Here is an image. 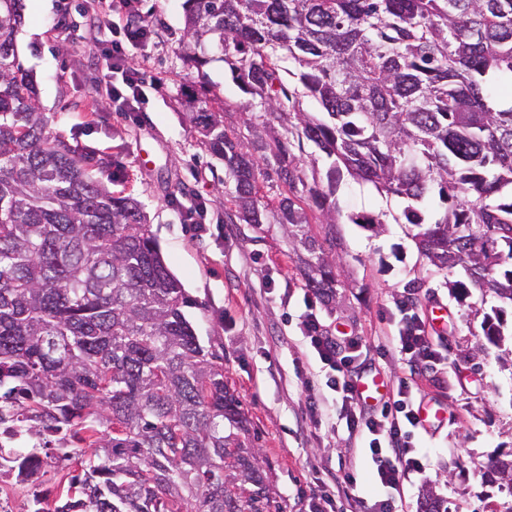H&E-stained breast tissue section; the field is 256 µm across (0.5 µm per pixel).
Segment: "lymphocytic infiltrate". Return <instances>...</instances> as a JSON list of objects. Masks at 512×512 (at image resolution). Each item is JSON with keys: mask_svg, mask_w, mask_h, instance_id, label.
Segmentation results:
<instances>
[{"mask_svg": "<svg viewBox=\"0 0 512 512\" xmlns=\"http://www.w3.org/2000/svg\"><path fill=\"white\" fill-rule=\"evenodd\" d=\"M93 11L104 32L100 56L108 73L99 86L102 96L122 103L125 111L135 112L141 100L142 80L132 62L148 40V31L136 19L135 0H93ZM307 312L299 329L306 344L325 371V385L339 397V414L350 435L359 439L372 463L373 481L388 488L390 496L365 504V512H403L395 492L408 470L424 466L425 455L417 448L414 432L419 429L418 412L410 399V384L400 381L391 401L380 413L365 414L356 391L359 379V342L338 339L327 331L312 296H305ZM400 320L387 350L413 363L431 361L439 351L427 336L417 303H398Z\"/></svg>", "mask_w": 512, "mask_h": 512, "instance_id": "1", "label": "lymphocytic infiltrate"}]
</instances>
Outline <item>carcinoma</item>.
Listing matches in <instances>:
<instances>
[{"label":"carcinoma","instance_id":"carcinoma-1","mask_svg":"<svg viewBox=\"0 0 512 512\" xmlns=\"http://www.w3.org/2000/svg\"><path fill=\"white\" fill-rule=\"evenodd\" d=\"M22 22L23 0H0V423L26 444L11 458L32 488L25 512H281L141 205L40 111ZM181 50L199 73L219 58L250 96L233 127L221 100L189 113L234 184L224 223L287 228L325 306L344 173L405 202L420 253L462 272L449 288L512 305V0H185ZM293 132L331 159L328 189L292 153ZM263 164L285 187L267 202ZM436 197L446 207L427 219ZM502 312L483 314L493 342ZM47 466L61 473L54 494ZM481 478L512 493V453ZM418 512L449 510L426 488Z\"/></svg>","mask_w":512,"mask_h":512}]
</instances>
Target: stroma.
Masks as SVG:
<instances>
[{"label": "stroma", "mask_w": 512, "mask_h": 512, "mask_svg": "<svg viewBox=\"0 0 512 512\" xmlns=\"http://www.w3.org/2000/svg\"><path fill=\"white\" fill-rule=\"evenodd\" d=\"M23 3L17 48L36 80L42 112L71 145L108 160L95 172L100 181L141 203L172 273L197 302L189 314L199 336L223 357L224 380L249 420L250 439L283 512H309L316 478L351 467L358 470L361 496H375L365 451L345 422L317 424L306 412L307 397L320 394L332 405L336 395L324 387L299 330L306 307L287 231L278 224L258 231L224 221L233 185L188 120L197 107L190 93L206 83L226 102L228 126L238 124L248 98L223 62L210 63L202 78L184 63V0H142L154 30L135 60L144 78L136 112L115 111L97 92L103 69L91 0ZM57 19L70 24L71 53L61 51ZM335 199L346 221L336 227L340 284L335 304L321 310L324 323L357 336L362 373L392 388L408 378L409 367L385 352V338L396 328L397 302L412 294L443 352L412 388L414 404L439 417L415 437L428 460L405 477L406 512H416L427 486L450 512H507L512 494L480 476L491 458L512 452V342L492 344L480 327L494 298L476 291L465 297L446 287V272L419 252L412 225L395 223L397 199L346 175ZM198 207L203 223L185 219ZM364 211L383 214L382 232L349 223L350 215Z\"/></svg>", "instance_id": "obj_1"}]
</instances>
